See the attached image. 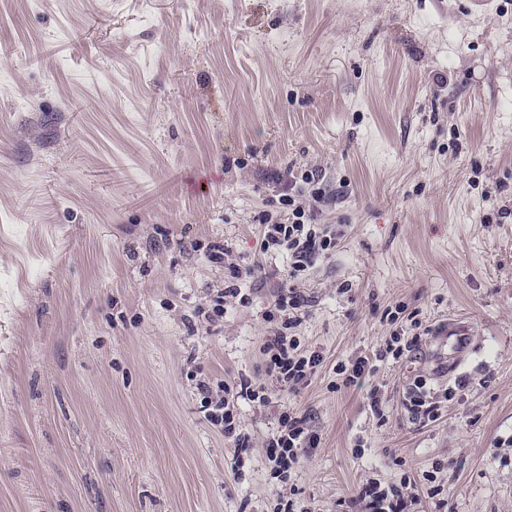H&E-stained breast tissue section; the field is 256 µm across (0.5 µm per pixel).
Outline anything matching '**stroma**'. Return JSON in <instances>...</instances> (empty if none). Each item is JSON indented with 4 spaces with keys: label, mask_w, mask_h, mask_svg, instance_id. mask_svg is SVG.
I'll return each mask as SVG.
<instances>
[{
    "label": "stroma",
    "mask_w": 512,
    "mask_h": 512,
    "mask_svg": "<svg viewBox=\"0 0 512 512\" xmlns=\"http://www.w3.org/2000/svg\"><path fill=\"white\" fill-rule=\"evenodd\" d=\"M0 61V512H356L373 480L512 512V0H0ZM289 189L335 240L295 278L261 247ZM289 290L323 355L294 391L263 352ZM399 306L421 348L343 384ZM203 381L268 390L248 447ZM284 412L317 438L285 484ZM430 388H427L426 380L417 379L413 383L408 401L411 409L420 419L434 420L437 417V405L433 401Z\"/></svg>",
    "instance_id": "obj_1"
}]
</instances>
